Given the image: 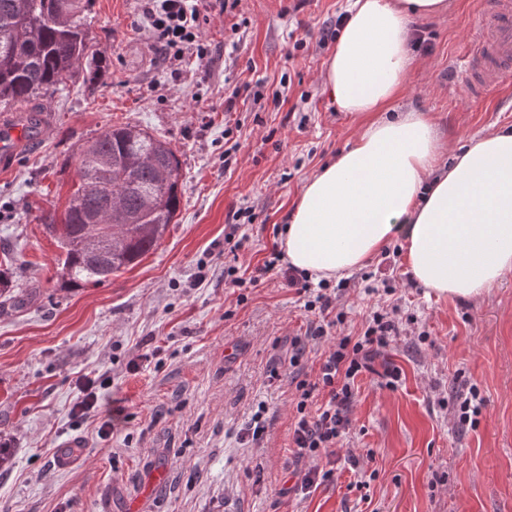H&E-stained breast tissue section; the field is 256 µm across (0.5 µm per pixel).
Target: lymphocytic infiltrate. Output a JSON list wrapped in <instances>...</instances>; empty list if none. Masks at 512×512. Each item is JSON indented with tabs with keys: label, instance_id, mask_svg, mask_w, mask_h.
<instances>
[{
	"label": "lymphocytic infiltrate",
	"instance_id": "1",
	"mask_svg": "<svg viewBox=\"0 0 512 512\" xmlns=\"http://www.w3.org/2000/svg\"><path fill=\"white\" fill-rule=\"evenodd\" d=\"M199 3L200 0H147L146 23L171 66H179L189 54L201 63L210 57V48L200 31ZM285 275L289 286L304 294L305 309L318 316L305 337L294 338L288 352V382L297 393L294 452L311 462L299 484L300 491L307 494L330 478V471L320 468L319 461L335 457L337 449L348 440L356 380L370 370L374 356L399 336L401 309L395 304L372 307L362 320L359 335L338 338L311 379L301 364L306 344L321 341L345 324L347 314L336 306L344 287L325 280L312 282L307 273L293 267L286 269Z\"/></svg>",
	"mask_w": 512,
	"mask_h": 512
}]
</instances>
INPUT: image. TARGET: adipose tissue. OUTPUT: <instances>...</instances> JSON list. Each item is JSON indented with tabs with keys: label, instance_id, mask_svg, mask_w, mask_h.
Wrapping results in <instances>:
<instances>
[{
	"label": "adipose tissue",
	"instance_id": "adipose-tissue-1",
	"mask_svg": "<svg viewBox=\"0 0 512 512\" xmlns=\"http://www.w3.org/2000/svg\"><path fill=\"white\" fill-rule=\"evenodd\" d=\"M448 8L349 0L324 84L340 111L368 122L306 183L282 238L314 279L349 275L396 238L413 278L440 297H481L512 270V129L470 139L448 165L428 113H389L412 64L410 17Z\"/></svg>",
	"mask_w": 512,
	"mask_h": 512
}]
</instances>
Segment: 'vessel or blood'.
<instances>
[{"mask_svg": "<svg viewBox=\"0 0 512 512\" xmlns=\"http://www.w3.org/2000/svg\"><path fill=\"white\" fill-rule=\"evenodd\" d=\"M471 51L455 67L458 86L478 99L512 78V0H490L470 33ZM32 138L29 114L0 123V165L8 164Z\"/></svg>", "mask_w": 512, "mask_h": 512, "instance_id": "b4317fda", "label": "vessel or blood"}]
</instances>
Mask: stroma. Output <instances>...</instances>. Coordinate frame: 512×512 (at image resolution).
<instances>
[{"label":"stroma","mask_w":512,"mask_h":512,"mask_svg":"<svg viewBox=\"0 0 512 512\" xmlns=\"http://www.w3.org/2000/svg\"><path fill=\"white\" fill-rule=\"evenodd\" d=\"M486 2L451 0L448 13L410 23L427 45L412 48L409 89L393 109L429 113L451 155L512 127V80L477 102L441 79ZM347 4L208 9L212 62H183L174 78L145 28V0H90L94 67L40 98L48 134L0 167V259L15 269V298L0 304V512H512V272L480 299L453 301L398 262V304L415 321L357 380L349 448L360 465L337 460L307 495L296 491L309 463L293 450L288 340L305 336L312 315L282 276L254 289L224 282L233 211L250 209L235 261L248 277L281 241L307 180L364 126L323 85L334 47L319 46L320 30ZM125 123L176 151L180 209L139 263L65 288L44 217H62L81 146ZM389 366L402 373L393 391L382 385ZM88 374L99 403L81 415ZM469 382L486 405L460 435L448 387ZM261 402L256 448L245 430ZM109 418L115 431L100 439ZM67 442L80 448L63 470ZM360 468L374 474L362 490Z\"/></svg>","instance_id":"35a3bbf8"}]
</instances>
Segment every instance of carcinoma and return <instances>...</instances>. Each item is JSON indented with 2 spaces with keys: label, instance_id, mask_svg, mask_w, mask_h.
Instances as JSON below:
<instances>
[{
  "label": "carcinoma",
  "instance_id": "1",
  "mask_svg": "<svg viewBox=\"0 0 512 512\" xmlns=\"http://www.w3.org/2000/svg\"><path fill=\"white\" fill-rule=\"evenodd\" d=\"M87 0H0V106L38 100L74 77L94 56L86 29ZM78 182L58 235L64 281L100 283L140 261L173 223L180 204L181 163L173 148L132 124L115 125L81 148ZM101 240L84 247L87 225ZM13 271L0 262V298Z\"/></svg>",
  "mask_w": 512,
  "mask_h": 512
}]
</instances>
